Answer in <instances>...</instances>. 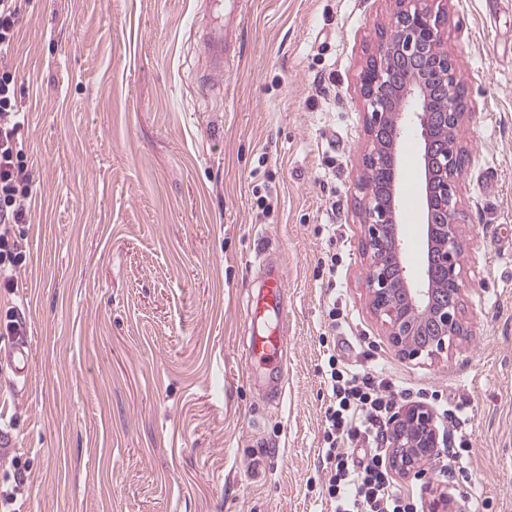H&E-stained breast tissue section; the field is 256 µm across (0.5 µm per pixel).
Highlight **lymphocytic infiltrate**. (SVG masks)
Segmentation results:
<instances>
[{
  "label": "lymphocytic infiltrate",
  "mask_w": 512,
  "mask_h": 512,
  "mask_svg": "<svg viewBox=\"0 0 512 512\" xmlns=\"http://www.w3.org/2000/svg\"><path fill=\"white\" fill-rule=\"evenodd\" d=\"M21 5L22 0H0V288L10 290L17 286L11 269L22 258L12 229L26 223L31 193L15 75L6 63ZM325 379L331 398L324 411L323 462L331 512H413L407 494L394 485L380 446L396 397L392 383L379 372L339 366L332 355Z\"/></svg>",
  "instance_id": "obj_1"
}]
</instances>
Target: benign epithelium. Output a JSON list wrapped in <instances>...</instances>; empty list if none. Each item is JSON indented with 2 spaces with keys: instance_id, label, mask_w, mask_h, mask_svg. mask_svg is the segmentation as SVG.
<instances>
[{
  "instance_id": "1",
  "label": "benign epithelium",
  "mask_w": 512,
  "mask_h": 512,
  "mask_svg": "<svg viewBox=\"0 0 512 512\" xmlns=\"http://www.w3.org/2000/svg\"><path fill=\"white\" fill-rule=\"evenodd\" d=\"M436 0H396L389 26L380 32L358 76L367 106L369 145L362 155L361 200L366 284L370 308L390 342L410 360L434 359L457 346L463 335L460 301L464 239L458 131L471 117L454 73V56L442 38L444 11ZM414 129L422 141L423 187L420 224L423 264L417 272L385 257H399L406 244L399 230L397 148ZM389 465L404 478L424 477L447 447L434 413L411 405L391 418L386 438Z\"/></svg>"
}]
</instances>
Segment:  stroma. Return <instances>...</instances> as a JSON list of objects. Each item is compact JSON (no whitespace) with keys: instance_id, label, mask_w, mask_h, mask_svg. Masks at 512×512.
I'll return each mask as SVG.
<instances>
[{"instance_id":"35a3bbf8","label":"stroma","mask_w":512,"mask_h":512,"mask_svg":"<svg viewBox=\"0 0 512 512\" xmlns=\"http://www.w3.org/2000/svg\"><path fill=\"white\" fill-rule=\"evenodd\" d=\"M211 0H23L14 53L31 195L0 319V457L13 512H330L325 359L383 372L436 417L458 467L394 484L430 512H512V8L447 0L442 36L474 110L459 131L466 243L453 350L408 361L370 310L357 91L395 0H249L218 84ZM288 289V384L247 376L249 263ZM337 320H329V310ZM464 406L461 418L450 417Z\"/></svg>"}]
</instances>
